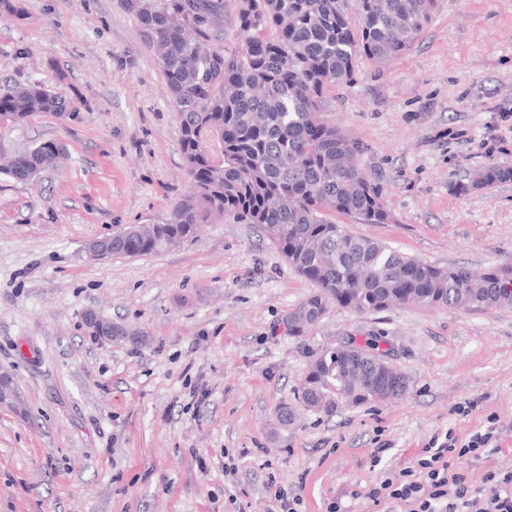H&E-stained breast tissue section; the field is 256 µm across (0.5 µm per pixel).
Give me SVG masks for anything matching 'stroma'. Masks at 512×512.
Returning <instances> with one entry per match:
<instances>
[{"instance_id": "obj_1", "label": "stroma", "mask_w": 512, "mask_h": 512, "mask_svg": "<svg viewBox=\"0 0 512 512\" xmlns=\"http://www.w3.org/2000/svg\"><path fill=\"white\" fill-rule=\"evenodd\" d=\"M0 19V88L40 82L72 99L0 132L60 146L36 184L0 175V512H377L368 489L413 470L435 435L466 438L496 415L498 447L463 462L473 489L512 473V307L330 306L305 336L288 312L314 285L255 225L223 221L157 255L92 260L91 241L159 220L191 190L170 89L120 0H23ZM323 118L362 147L386 224L336 221L442 267L512 269V0H438L412 47L359 58ZM146 338L104 342L87 312ZM374 344L407 392L326 414L298 396L311 357ZM478 400L461 417L457 403ZM295 407L284 424L282 405ZM381 461H374V454ZM235 459L234 474L224 472ZM359 498H351V491ZM512 181V168L501 166L496 163H489L479 168L474 176L458 189L463 192H488L497 184Z\"/></svg>"}]
</instances>
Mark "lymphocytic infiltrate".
I'll use <instances>...</instances> for the list:
<instances>
[{"mask_svg":"<svg viewBox=\"0 0 512 512\" xmlns=\"http://www.w3.org/2000/svg\"><path fill=\"white\" fill-rule=\"evenodd\" d=\"M496 417H489L485 432L463 440L447 432L431 440L417 470L385 477L367 492L373 503L391 501L409 506L410 512H512V473L487 472L480 491H473L466 474L451 470L448 459L479 456L497 431Z\"/></svg>","mask_w":512,"mask_h":512,"instance_id":"obj_1","label":"lymphocytic infiltrate"}]
</instances>
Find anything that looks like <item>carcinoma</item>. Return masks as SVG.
<instances>
[{
	"label": "carcinoma",
	"mask_w": 512,
	"mask_h": 512,
	"mask_svg": "<svg viewBox=\"0 0 512 512\" xmlns=\"http://www.w3.org/2000/svg\"><path fill=\"white\" fill-rule=\"evenodd\" d=\"M240 45H224V0H121L137 19L171 91L192 193L154 224L112 235V253L159 254L213 218L256 225L316 291L285 317L305 335L336 304L359 312L416 304L511 307L504 270L439 267L336 223L386 224L381 193L361 168V147L322 117L326 90L354 79L363 55L406 52L432 20L437 0H238ZM355 14L358 29L349 16ZM77 107L49 86L18 83L0 95V128L37 114L60 119ZM64 159L53 142L18 150L0 139V174L34 184ZM512 181L489 163L459 186L488 192ZM361 361L342 347L309 363L301 402L332 413L339 400L360 404L403 395L407 378L375 354Z\"/></svg>",
	"instance_id": "cac0c4a2"
}]
</instances>
